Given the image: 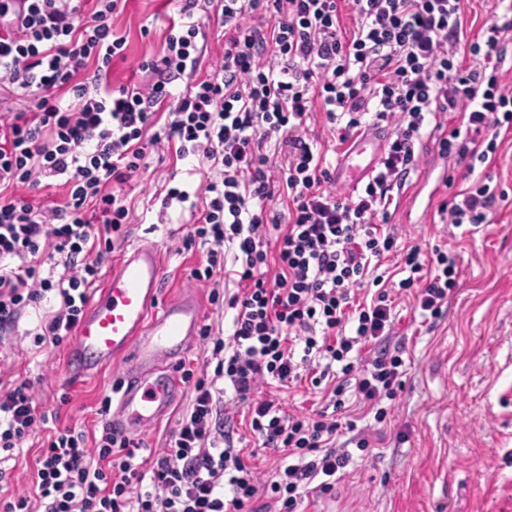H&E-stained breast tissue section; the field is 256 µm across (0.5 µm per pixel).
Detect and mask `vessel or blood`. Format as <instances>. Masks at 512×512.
Wrapping results in <instances>:
<instances>
[{"label":"vessel or blood","instance_id":"1","mask_svg":"<svg viewBox=\"0 0 512 512\" xmlns=\"http://www.w3.org/2000/svg\"><path fill=\"white\" fill-rule=\"evenodd\" d=\"M388 136L378 126L353 137L337 159L336 181L350 187L362 182ZM162 288L158 244H132L91 294L71 338L73 379L122 365L112 427L123 433L158 424L186 390L180 365L202 328L204 306L191 293L166 298Z\"/></svg>","mask_w":512,"mask_h":512}]
</instances>
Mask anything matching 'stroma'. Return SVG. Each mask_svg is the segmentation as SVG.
Segmentation results:
<instances>
[{
    "mask_svg": "<svg viewBox=\"0 0 512 512\" xmlns=\"http://www.w3.org/2000/svg\"><path fill=\"white\" fill-rule=\"evenodd\" d=\"M126 34L125 57L112 62V86L143 82L139 65L163 50L170 24L166 0H127L114 19ZM493 186L506 195L491 223L475 227L434 222L442 200L463 187L465 168L456 158L423 153L408 188L417 199L410 210L392 212L388 230L398 247L419 246L424 256L454 250L459 288L441 317L423 321L413 300L396 296L395 341L405 346L404 388L389 403L384 423L351 408L340 421L364 419L378 439L354 457L327 494L311 493L302 512H512V133L487 168ZM208 164L191 155L177 159L166 143L149 156V168L124 187L130 208L125 244L140 239L163 252L165 290L209 296L225 277L198 280L205 262L200 246L185 247L192 230L187 206L163 207L166 182L192 191L211 177ZM56 306L48 297L29 309L15 333L0 335V379L28 382L46 414L45 433L64 427L101 433L110 418L100 411L112 393L116 367L72 383L67 345L38 348L28 330Z\"/></svg>",
    "mask_w": 512,
    "mask_h": 512,
    "instance_id": "35a3bbf8",
    "label": "stroma"
}]
</instances>
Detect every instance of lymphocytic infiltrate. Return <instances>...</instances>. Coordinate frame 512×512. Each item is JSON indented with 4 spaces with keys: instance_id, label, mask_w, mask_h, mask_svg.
Returning a JSON list of instances; mask_svg holds the SVG:
<instances>
[{
    "instance_id": "obj_1",
    "label": "lymphocytic infiltrate",
    "mask_w": 512,
    "mask_h": 512,
    "mask_svg": "<svg viewBox=\"0 0 512 512\" xmlns=\"http://www.w3.org/2000/svg\"><path fill=\"white\" fill-rule=\"evenodd\" d=\"M122 0H0V81L23 98L0 111V331L14 330L25 309L47 293L58 310L34 335L37 346L68 339L103 261L124 237L129 209L120 191L146 170L150 147L167 142L176 157L202 155L216 172L204 201L167 188L164 204H188V245L206 249L196 279L224 269L234 293L212 291L211 304L233 312L228 336L204 325L213 370L185 369L193 397L164 447L139 457L144 443L103 427L88 438L72 427L42 446L33 497L0 512H297L314 491L333 490L352 459L368 451L369 429L353 431L355 450L337 447L335 412L346 397L384 421V400L403 387L404 347L392 344L387 291L370 305L351 293L371 266L396 247L382 232L395 190L421 161L434 128L438 154L464 163L473 180L443 200L455 226L487 224L498 197L477 164L493 161L501 132L512 129V95L500 87L497 64L512 31V0L466 39L464 0H178L183 17L160 56L141 63L150 79L111 89L114 58L126 38L112 18ZM215 7L224 24V53L205 62V32L193 19ZM353 15L354 27L344 18ZM482 58L480 68L466 56ZM186 79L185 92L170 89ZM325 113L338 143L365 118L393 133L365 185L350 197L332 191L334 176L314 148L307 121ZM459 113L448 125L446 116ZM163 133H154L158 115ZM63 180L61 203L36 198L44 181ZM288 198V221L268 204ZM63 267L59 279L44 267ZM397 286L411 292L423 318H438L454 295V257L436 252L423 263L419 247L402 256ZM374 353H367L370 344ZM306 380L332 385L326 407L285 410L260 388ZM249 400V426L262 447L286 465L261 478L225 427L224 397ZM45 417L28 383L0 392V482L16 448Z\"/></svg>"
}]
</instances>
